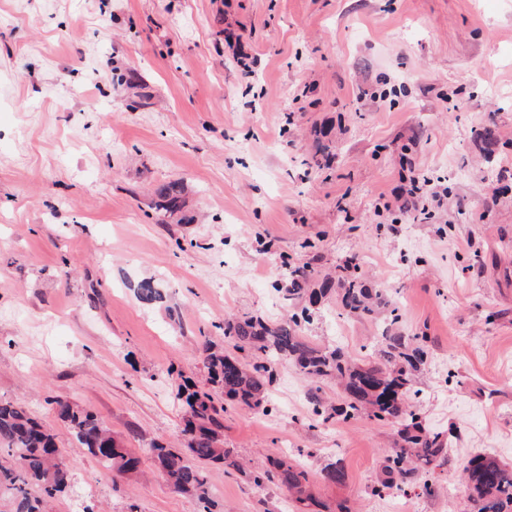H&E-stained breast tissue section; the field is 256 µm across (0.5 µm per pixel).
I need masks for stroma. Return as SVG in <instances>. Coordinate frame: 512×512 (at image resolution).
Here are the masks:
<instances>
[{
    "instance_id": "obj_1",
    "label": "stroma",
    "mask_w": 512,
    "mask_h": 512,
    "mask_svg": "<svg viewBox=\"0 0 512 512\" xmlns=\"http://www.w3.org/2000/svg\"><path fill=\"white\" fill-rule=\"evenodd\" d=\"M322 127L335 158L317 169ZM413 173L443 196L430 217L395 197ZM169 181L188 223L152 206ZM352 256L430 338L421 413L458 433L434 492L372 496L394 427L318 420L283 360L270 412L228 408L224 445L315 474L342 461L344 483L315 487L329 512H472L467 461L512 464V0H0V400L63 437L57 398L135 453L182 451L177 386L204 379L219 323L286 317L287 266ZM149 278L163 302L136 299ZM380 333L332 298L304 329L357 359ZM67 462L54 512H201L150 462L121 479L72 442ZM208 476L213 512H295Z\"/></svg>"
}]
</instances>
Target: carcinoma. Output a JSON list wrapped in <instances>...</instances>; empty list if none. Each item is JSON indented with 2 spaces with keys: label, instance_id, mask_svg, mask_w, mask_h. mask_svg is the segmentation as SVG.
Here are the masks:
<instances>
[{
  "label": "carcinoma",
  "instance_id": "cac0c4a2",
  "mask_svg": "<svg viewBox=\"0 0 512 512\" xmlns=\"http://www.w3.org/2000/svg\"><path fill=\"white\" fill-rule=\"evenodd\" d=\"M156 209L172 217L184 207L182 188L176 182L156 190ZM360 265L351 258L342 266L343 275L334 281H313L315 272L308 265L288 267L283 288L277 289L283 300L303 302L300 312L279 321L256 316H229L222 326L224 340L240 352L254 356L251 363L224 352L210 343L203 348V364L214 392L224 401L250 411H269L267 392L273 383L275 365L281 359L291 361L309 382L308 400L313 413L327 422L345 423L367 417L398 425V440L380 463L381 477L371 489L380 496L391 491L408 493L414 488L429 494L433 474L448 464V442L442 432L430 431L423 424L418 409L420 390L414 388V372L425 360L423 343L428 337L401 336L384 328L379 361H357L336 347L324 348L304 336L302 324L319 311L322 298L336 292L343 311L357 318L377 319L389 312L391 323L400 318L399 306L383 292L368 287L359 274ZM136 298L147 304L162 299V292L152 281H143L135 289ZM336 380L343 397L336 405L326 404L320 396L322 384ZM185 414L181 433L187 437L186 449L197 461L190 465L170 448L155 443L148 448L152 465L177 492L189 493L209 503L204 466L234 468L255 487L274 486L288 492L298 512L320 507L312 490L313 476L301 465L276 457L250 470L234 460L231 449L224 447V425L213 392L198 390L187 383L181 387ZM57 417L68 425L69 435L89 455L113 474L128 475L139 470L141 458L132 454L112 436L104 421L94 412L80 409L68 401L54 400ZM10 457V465L0 463V490L11 496L12 512H50L54 498L69 485L70 473L65 461L64 440L46 428L20 403L0 401V454ZM321 479L327 483L345 481L341 461L325 466ZM459 480L474 512H512V466L477 455L463 469Z\"/></svg>",
  "mask_w": 512,
  "mask_h": 512
}]
</instances>
